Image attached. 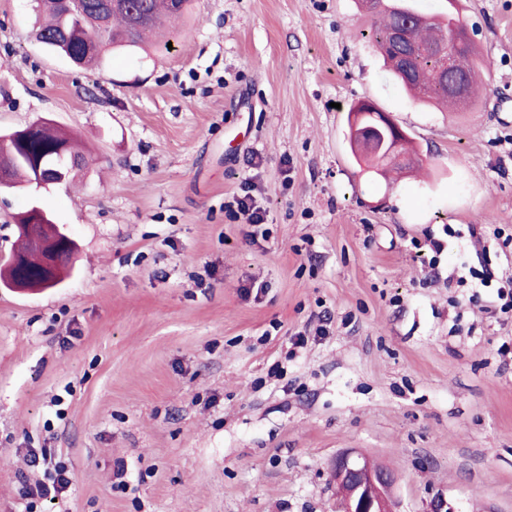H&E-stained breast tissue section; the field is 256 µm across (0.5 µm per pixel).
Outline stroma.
<instances>
[{"label":"stroma","instance_id":"obj_1","mask_svg":"<svg viewBox=\"0 0 512 512\" xmlns=\"http://www.w3.org/2000/svg\"><path fill=\"white\" fill-rule=\"evenodd\" d=\"M457 3L468 112L387 77L356 0H193L171 49L96 68L0 0V133L46 118L85 145L71 183L0 188V264L36 204L77 243L61 285H0V512H339L347 451L395 471L398 512H512V0ZM365 100L424 175L361 170ZM246 186L255 239L228 209ZM45 450L71 483L31 506Z\"/></svg>","mask_w":512,"mask_h":512}]
</instances>
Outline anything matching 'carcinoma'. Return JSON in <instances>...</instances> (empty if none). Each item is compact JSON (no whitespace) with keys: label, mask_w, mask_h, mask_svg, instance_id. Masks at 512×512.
<instances>
[{"label":"carcinoma","mask_w":512,"mask_h":512,"mask_svg":"<svg viewBox=\"0 0 512 512\" xmlns=\"http://www.w3.org/2000/svg\"><path fill=\"white\" fill-rule=\"evenodd\" d=\"M380 10L369 15L368 36L375 42L387 75L403 90L411 93L419 78H424V94L417 97L423 106L451 105L455 95L448 89L453 77L466 81V92L476 95L481 57L473 53L475 44L470 39L455 0H448V13L431 16L428 27L418 23L425 14L418 11L410 0H374ZM45 20L36 27L35 39L41 44L63 52L78 65L96 64L105 48L141 49L150 33L165 19H180L189 13L191 0H36ZM406 35V43L413 49L404 56L402 46L396 41L397 31ZM451 46L452 57L462 60V66L451 67L452 75L442 70L440 49ZM371 102L357 104L349 109L355 119L348 120L350 144L357 145L369 133L366 126L374 123L368 117L356 119L361 112H377ZM34 151L45 155V163L58 166V146L65 147L68 158L76 157L74 137L46 121H36ZM378 140V150L364 153L358 161L383 175L387 169L401 170L413 164L417 151L408 138L400 140L398 155H391L393 132L381 128L372 132ZM14 254L22 256L33 273H38L41 256L28 239L20 240Z\"/></svg>","instance_id":"cac0c4a2"}]
</instances>
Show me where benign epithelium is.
<instances>
[{
	"mask_svg": "<svg viewBox=\"0 0 512 512\" xmlns=\"http://www.w3.org/2000/svg\"><path fill=\"white\" fill-rule=\"evenodd\" d=\"M11 137L21 143L22 152L10 161L0 162V187H11L10 171L21 161L26 164L34 162V173L25 185L41 188L60 183L54 168L42 165L40 160L33 161L28 152L30 127L13 131ZM28 214L32 220L17 225V229L19 236L31 237L38 246L43 257L42 276L38 279L28 276L23 262L13 257L8 264V283L14 288L38 290L55 282L56 270L63 259L62 249H73L75 241L38 207H31ZM333 476L343 490L342 512H393L390 497L396 476L391 470L373 466L361 453L346 452L336 457Z\"/></svg>",
	"mask_w": 512,
	"mask_h": 512,
	"instance_id": "benign-epithelium-1",
	"label": "benign epithelium"
}]
</instances>
